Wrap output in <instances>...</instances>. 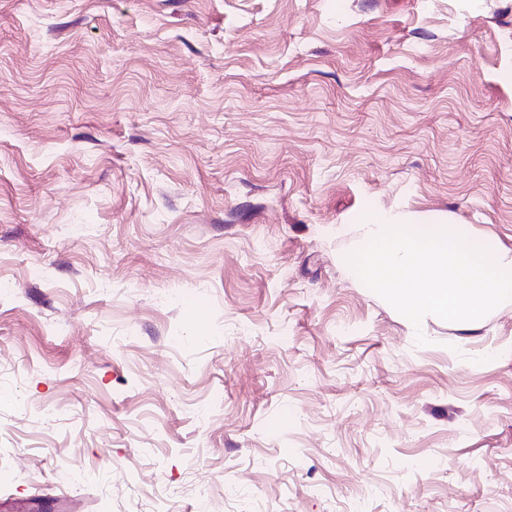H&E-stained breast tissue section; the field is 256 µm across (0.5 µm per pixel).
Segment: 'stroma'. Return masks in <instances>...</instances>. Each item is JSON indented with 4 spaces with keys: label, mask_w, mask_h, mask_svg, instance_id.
<instances>
[{
    "label": "stroma",
    "mask_w": 512,
    "mask_h": 512,
    "mask_svg": "<svg viewBox=\"0 0 512 512\" xmlns=\"http://www.w3.org/2000/svg\"><path fill=\"white\" fill-rule=\"evenodd\" d=\"M369 205L512 249V0H0V512H512V302Z\"/></svg>",
    "instance_id": "stroma-1"
}]
</instances>
